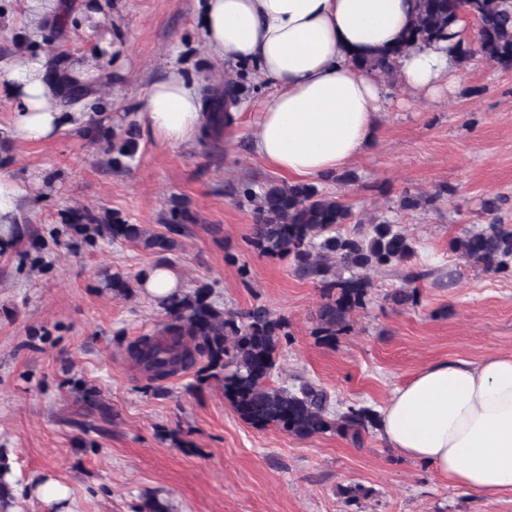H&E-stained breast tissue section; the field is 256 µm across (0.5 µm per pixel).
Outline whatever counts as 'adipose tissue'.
<instances>
[{
	"instance_id": "ef3b65f1",
	"label": "adipose tissue",
	"mask_w": 512,
	"mask_h": 512,
	"mask_svg": "<svg viewBox=\"0 0 512 512\" xmlns=\"http://www.w3.org/2000/svg\"><path fill=\"white\" fill-rule=\"evenodd\" d=\"M416 0H198L197 25L208 55L255 70L269 85L258 100L255 155L282 175L310 181L350 165L378 133L382 77L357 61L398 45ZM43 53L15 63L7 92L11 133L40 143L79 112L52 103L59 90ZM400 82L422 100L451 92L458 69L445 44L415 46L397 59ZM210 116L194 83L170 71L152 84L138 120L158 142L197 139ZM25 189L0 167V248L18 238ZM386 444L427 463L449 484L473 494H512V355L472 363L457 359L422 368L395 388L379 418Z\"/></svg>"
}]
</instances>
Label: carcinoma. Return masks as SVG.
Masks as SVG:
<instances>
[{
	"mask_svg": "<svg viewBox=\"0 0 512 512\" xmlns=\"http://www.w3.org/2000/svg\"><path fill=\"white\" fill-rule=\"evenodd\" d=\"M468 14L477 22L474 42L460 36L458 24ZM448 43V53L463 66L482 61L512 68V0H417V10L403 40L396 47L361 61V67L394 77V62L417 43ZM65 91L59 104L73 106L91 93V82L64 76ZM225 94L204 99L213 116V134L224 128L230 115ZM138 142L129 130L112 137V162L120 165L134 157ZM238 196L253 207L249 243L261 254L286 259L302 278L323 289L314 335L324 342L351 329L352 315L365 307L371 288L368 272L403 265L415 255L413 239L397 225L373 217L354 220L341 197L311 183L257 185L247 181ZM193 221L187 205L179 201L170 210L164 227L154 233L141 224H129L112 215L101 223L89 212L76 211L66 225L93 242L122 240L158 254L171 252L178 237ZM356 223L349 234L337 227ZM449 251L467 262L494 273L512 270V226L493 219L480 230H469L448 242ZM104 287L115 295L131 292L127 276L106 273ZM166 330L172 342L160 344L148 337L135 342L131 357L153 380H163L180 370L198 367L197 379H215L239 417L255 428L270 426L298 438L337 432L363 444L362 433L376 421L369 408L354 406L332 413L330 397L319 385L300 381L291 386H269L276 353L287 337L284 321L263 306L243 312L227 311L211 300L206 286L191 293L178 292L163 301Z\"/></svg>",
	"mask_w": 512,
	"mask_h": 512,
	"instance_id": "obj_1",
	"label": "carcinoma"
}]
</instances>
